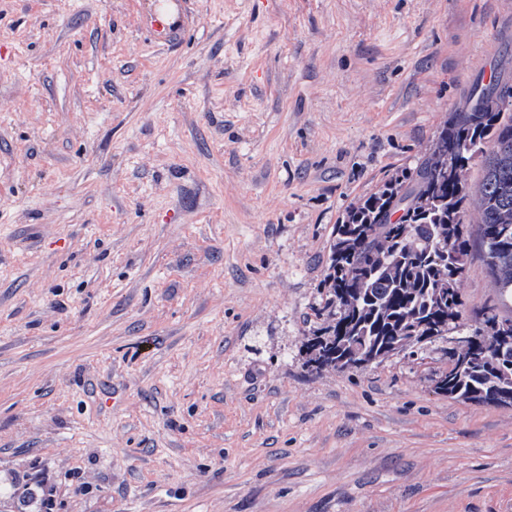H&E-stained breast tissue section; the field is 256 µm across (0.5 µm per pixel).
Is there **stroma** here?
<instances>
[{
	"label": "stroma",
	"instance_id": "stroma-1",
	"mask_svg": "<svg viewBox=\"0 0 512 512\" xmlns=\"http://www.w3.org/2000/svg\"><path fill=\"white\" fill-rule=\"evenodd\" d=\"M152 2L0 0V512H512L447 337L304 353L334 225L512 60V0H187L170 47Z\"/></svg>",
	"mask_w": 512,
	"mask_h": 512
}]
</instances>
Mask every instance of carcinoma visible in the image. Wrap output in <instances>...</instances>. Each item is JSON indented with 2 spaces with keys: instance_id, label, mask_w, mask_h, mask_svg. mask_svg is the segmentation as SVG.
Wrapping results in <instances>:
<instances>
[{
  "instance_id": "carcinoma-1",
  "label": "carcinoma",
  "mask_w": 512,
  "mask_h": 512,
  "mask_svg": "<svg viewBox=\"0 0 512 512\" xmlns=\"http://www.w3.org/2000/svg\"><path fill=\"white\" fill-rule=\"evenodd\" d=\"M480 161L483 175L469 172ZM479 249L500 305L464 318L461 259ZM318 314L325 325L307 341V362L336 369L329 344L376 361L402 336H473L448 346L434 390L471 405L512 408V67L475 80L409 170L392 173L355 201L335 225Z\"/></svg>"
}]
</instances>
